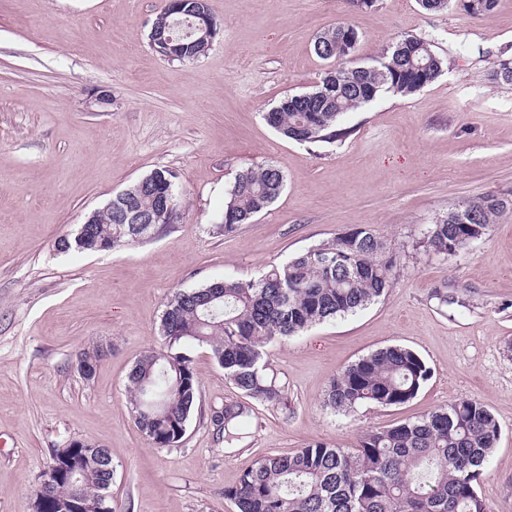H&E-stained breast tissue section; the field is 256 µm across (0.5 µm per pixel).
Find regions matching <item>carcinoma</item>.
<instances>
[{"label": "carcinoma", "mask_w": 512, "mask_h": 512, "mask_svg": "<svg viewBox=\"0 0 512 512\" xmlns=\"http://www.w3.org/2000/svg\"><path fill=\"white\" fill-rule=\"evenodd\" d=\"M474 16H488L498 0H418L427 12L450 3ZM353 24L337 23L317 36L313 48L330 62L312 90L284 97L264 114L284 138L315 144L343 135L342 114L384 94L411 96L439 78L446 61L432 41L407 35L392 42L370 65H358L357 43L338 33ZM126 205L147 224L122 223L117 207L97 211L95 234L66 239V250L97 251L100 241L116 250L148 239L164 228L157 219L159 198L178 192V176L158 168L131 185ZM285 179L273 164L239 172L227 190L224 235L236 233L266 210L282 193ZM474 224H460L455 211L432 225L427 250L446 255L481 238L507 203L487 194L473 200ZM394 280L393 255L371 230L357 228L330 243L314 246L273 266L253 281L215 279L199 288L177 290L164 304L162 344L145 351L127 376L134 421L156 448H176L186 434L197 404L199 381L190 349L206 347L224 376L246 397L260 404L287 405L284 389L269 378L265 347L276 338L297 336L308 327L344 317L386 295ZM430 368L402 346L377 350L348 365L329 384L324 404L351 413L364 403L400 406L412 401L430 378ZM246 407L224 404V437L240 423ZM500 427L482 404L456 400L415 421L367 430L356 447L313 442L288 456L270 455L245 471L238 484L224 489L237 512H486L476 491L481 468L496 447ZM105 458L84 467L77 482L67 475L68 460L90 449ZM110 451L76 439L54 449L38 478L41 512H61L77 497L93 499L101 512H113L106 467Z\"/></svg>", "instance_id": "1"}]
</instances>
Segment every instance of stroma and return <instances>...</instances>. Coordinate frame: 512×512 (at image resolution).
Returning <instances> with one entry per match:
<instances>
[{"mask_svg": "<svg viewBox=\"0 0 512 512\" xmlns=\"http://www.w3.org/2000/svg\"><path fill=\"white\" fill-rule=\"evenodd\" d=\"M164 0H0V512H33L52 449L84 438L112 453L115 512H236L224 496L271 454L311 442L354 447L382 429L470 399L500 426L478 482L487 512H512V0L486 17L417 0H209L220 31L205 56L170 61L149 44ZM340 21L373 62L396 37L432 39L449 65L414 95L386 94L339 120L342 139L299 144L262 118L326 69L313 44ZM110 97L97 105V96ZM270 163L286 187L254 223L219 229L235 175ZM175 170L183 219L107 252L56 241L158 168ZM493 193L509 199L482 238L426 250L432 224ZM367 227L390 246L396 277L378 302L266 348L287 406L244 401L207 348L192 349L199 400L181 447L155 448L131 413L127 373L159 347L174 290L256 279L311 247ZM448 292L440 302L435 292ZM112 353L91 379L81 352ZM431 370L402 406L326 408L330 381L389 345ZM245 403L243 436L213 420Z\"/></svg>", "mask_w": 512, "mask_h": 512, "instance_id": "1", "label": "stroma"}]
</instances>
